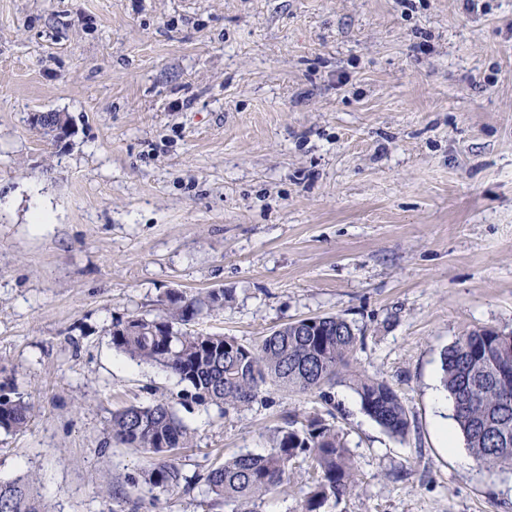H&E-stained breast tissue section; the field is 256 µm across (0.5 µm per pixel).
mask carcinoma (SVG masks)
Masks as SVG:
<instances>
[{"mask_svg": "<svg viewBox=\"0 0 512 512\" xmlns=\"http://www.w3.org/2000/svg\"><path fill=\"white\" fill-rule=\"evenodd\" d=\"M230 296L219 289L185 299L172 294L161 313L131 315L112 324L113 346L131 359L165 368L193 390L203 404L237 409L256 400L266 385L307 392L345 382L363 411L387 433L408 430L405 406L385 381L354 370L350 359L363 344L361 332L340 316L313 317L285 324L256 345L231 336L195 334L179 326L224 306ZM441 383L453 401V418L474 459L488 469L512 470V332L492 328L464 331L441 353ZM31 405L0 395V429H24ZM112 437L152 455L143 480L159 493L193 490L178 463L177 450L192 441L190 428L166 402L131 405L112 414ZM310 460L301 512H324L358 487L354 460L343 436L317 417L301 427L276 429L265 454L224 459L204 477L208 506L231 512H261L265 501L294 477L293 463ZM0 512H51L34 490L30 475L0 482Z\"/></svg>", "mask_w": 512, "mask_h": 512, "instance_id": "cac0c4a2", "label": "carcinoma"}]
</instances>
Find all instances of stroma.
Masks as SVG:
<instances>
[{
	"label": "stroma",
	"mask_w": 512,
	"mask_h": 512,
	"mask_svg": "<svg viewBox=\"0 0 512 512\" xmlns=\"http://www.w3.org/2000/svg\"><path fill=\"white\" fill-rule=\"evenodd\" d=\"M219 289L189 330L362 329L351 364L406 436L345 383L223 412L113 346V320ZM480 326L512 331V0H0V393L33 404L1 481L37 473L54 512H208L108 430L163 401L190 477L318 417L360 478L325 512H512V472L436 429L441 353Z\"/></svg>",
	"instance_id": "1"
}]
</instances>
